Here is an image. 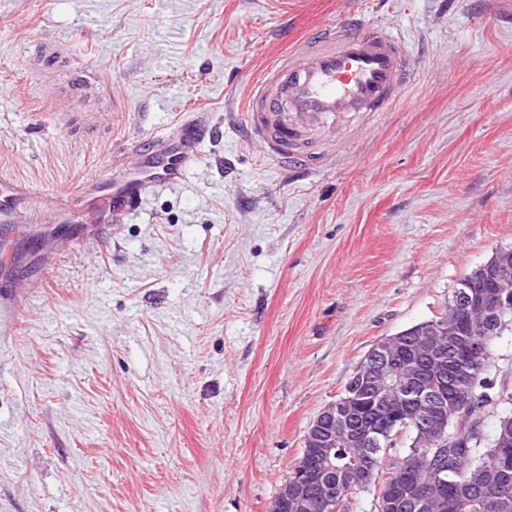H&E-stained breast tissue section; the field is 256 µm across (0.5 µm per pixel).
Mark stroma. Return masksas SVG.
Here are the masks:
<instances>
[{"label":"stroma","instance_id":"35a3bbf8","mask_svg":"<svg viewBox=\"0 0 512 512\" xmlns=\"http://www.w3.org/2000/svg\"><path fill=\"white\" fill-rule=\"evenodd\" d=\"M403 36L400 107L336 165H267L251 83L347 15ZM204 111L184 181L117 218L131 142ZM0 512H269L381 338L512 245V0H0ZM29 197L28 193L21 190L13 193L7 190L3 183H0V222L5 216L15 215V219H17L24 212L23 205Z\"/></svg>","mask_w":512,"mask_h":512}]
</instances>
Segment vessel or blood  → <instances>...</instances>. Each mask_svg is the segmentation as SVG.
Segmentation results:
<instances>
[{"label":"vessel or blood","mask_w":512,"mask_h":512,"mask_svg":"<svg viewBox=\"0 0 512 512\" xmlns=\"http://www.w3.org/2000/svg\"><path fill=\"white\" fill-rule=\"evenodd\" d=\"M411 62L405 40L380 26L326 25L263 69L245 99L244 123L267 159L326 168L336 157L337 118L366 119L391 111L403 96ZM210 132L201 114L181 120L164 146L136 147V173L113 179L105 205L118 216L130 211L147 188L181 181ZM28 198L0 183V218L21 215Z\"/></svg>","instance_id":"1"}]
</instances>
